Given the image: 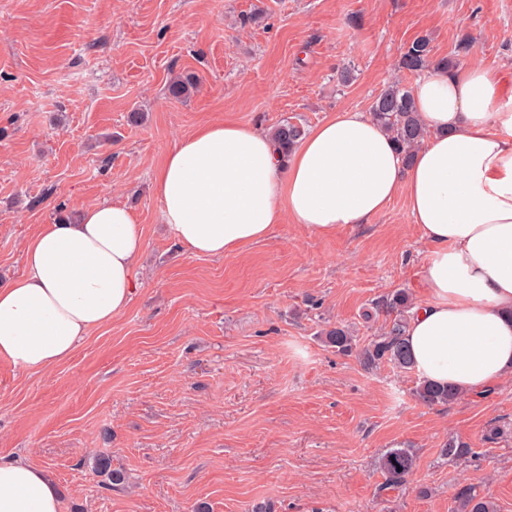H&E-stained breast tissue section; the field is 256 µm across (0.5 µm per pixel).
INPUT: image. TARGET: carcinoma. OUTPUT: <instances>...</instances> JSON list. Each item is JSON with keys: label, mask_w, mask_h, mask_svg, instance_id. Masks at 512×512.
<instances>
[{"label": "carcinoma", "mask_w": 512, "mask_h": 512, "mask_svg": "<svg viewBox=\"0 0 512 512\" xmlns=\"http://www.w3.org/2000/svg\"><path fill=\"white\" fill-rule=\"evenodd\" d=\"M451 66L453 61L449 58L433 59L430 40L425 36L412 41L400 59V69L410 73H419L430 67L446 70ZM193 85V77L179 76L168 85V94L175 100H181L190 93ZM370 114L373 120L393 135L398 149L407 158L412 156L426 135L411 89L402 86L398 80L383 87L371 106ZM270 135L286 157L304 137L305 128L300 123L284 120L271 128ZM376 307L394 315V319L373 337L364 350L366 360L371 364L388 363L400 369H411L410 353L404 342L408 294L397 291L376 302ZM321 335L325 336L327 345L339 353L346 354L353 350V336L344 326H334L321 332ZM415 395L422 403L433 406L456 401L463 396V392L449 385L441 386L422 380L415 389ZM414 464L412 449L391 448L379 459L378 468L388 483L399 484L413 470ZM455 500V512H496L494 503L473 487L460 491Z\"/></svg>", "instance_id": "carcinoma-1"}]
</instances>
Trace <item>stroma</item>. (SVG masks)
Segmentation results:
<instances>
[{
  "label": "stroma",
  "instance_id": "1",
  "mask_svg": "<svg viewBox=\"0 0 512 512\" xmlns=\"http://www.w3.org/2000/svg\"><path fill=\"white\" fill-rule=\"evenodd\" d=\"M421 36L438 59L511 63L512 0H0V283L40 225L105 199L145 237L111 324L37 375L0 359V458L47 468L61 512H452L465 486L512 512V378L428 406L414 371L362 354L391 321L377 299L425 293L403 197L368 224L287 222L212 258L176 243L152 191L204 123L309 129L415 85L396 65ZM334 325L352 354L324 343ZM453 436L469 452L451 462ZM391 448L415 455L398 486L375 467Z\"/></svg>",
  "mask_w": 512,
  "mask_h": 512
}]
</instances>
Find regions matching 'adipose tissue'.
<instances>
[{
    "label": "adipose tissue",
    "mask_w": 512,
    "mask_h": 512,
    "mask_svg": "<svg viewBox=\"0 0 512 512\" xmlns=\"http://www.w3.org/2000/svg\"><path fill=\"white\" fill-rule=\"evenodd\" d=\"M413 95L426 129L413 158L358 110L311 128L285 160L264 130L207 123L166 153L153 191L177 242L216 258L287 221L317 234L368 224L403 197L430 247L404 336L413 370L476 393L512 376V75L432 69ZM144 247L135 213L108 199L42 225L25 274L0 285V359L39 373L69 358L128 307ZM60 510L45 468L0 460V512Z\"/></svg>",
    "instance_id": "1"
}]
</instances>
